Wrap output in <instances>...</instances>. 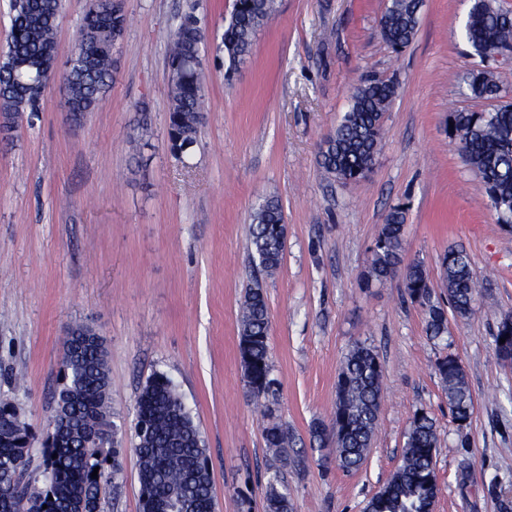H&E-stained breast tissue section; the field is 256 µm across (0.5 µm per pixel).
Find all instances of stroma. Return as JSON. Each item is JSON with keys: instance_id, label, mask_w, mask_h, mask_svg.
Instances as JSON below:
<instances>
[{"instance_id": "1", "label": "stroma", "mask_w": 512, "mask_h": 512, "mask_svg": "<svg viewBox=\"0 0 512 512\" xmlns=\"http://www.w3.org/2000/svg\"><path fill=\"white\" fill-rule=\"evenodd\" d=\"M232 3L123 0L126 34L103 107L72 127L56 80L39 110L0 138V394L43 439L66 329L98 332L122 426L103 447L120 472L101 512H141L134 405L156 373L176 384L200 429L216 512H263L272 475L292 512H363L420 411L440 439L435 512H512V364L494 341L512 315V232L497 225L448 128L452 112L491 108L467 74L489 68L512 95V63L471 56L460 31L472 0H422L417 35L399 53L380 35L387 0H279L228 76L213 59ZM189 11L206 30L209 65L201 137L181 160L166 137L167 55ZM371 74L397 85L374 168L359 182L324 180L320 147ZM144 123L153 134L132 152ZM270 197L283 206L287 237L279 268L262 278L274 391L258 400L238 357L240 299L255 270L251 215ZM396 207L406 217L401 264L422 263L433 287L448 250L471 257L477 305L469 317L449 315L442 339H429L402 274L363 282ZM358 343L378 353L383 393L372 447L348 473L313 450L311 427L329 424L339 369ZM448 354L473 395L463 427L434 369ZM275 423L292 447L266 446Z\"/></svg>"}]
</instances>
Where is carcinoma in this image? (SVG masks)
Listing matches in <instances>:
<instances>
[{"label":"carcinoma","mask_w":512,"mask_h":512,"mask_svg":"<svg viewBox=\"0 0 512 512\" xmlns=\"http://www.w3.org/2000/svg\"><path fill=\"white\" fill-rule=\"evenodd\" d=\"M62 0H11V26L6 51L0 57V114L18 116L38 111L43 86L34 77L57 72L56 34ZM420 0H389L380 21L381 35L394 50L406 48L419 24ZM277 10V0H234L224 18L221 45L226 72L234 71L251 53L258 29ZM126 15L116 0H91L79 39L67 59L70 81L67 95L74 119L81 123L104 103L115 73L114 47L124 38ZM474 51L487 45L512 46V12L491 0H474L463 30ZM205 29L191 13L181 17L171 36L169 52V109L166 123L170 151L185 156L199 141L204 124ZM468 86L476 97L501 95L490 72L470 74ZM396 94L390 80L361 81L351 105L334 132L320 147L324 175L342 182L358 181L370 172L383 138V118ZM452 133L458 137L465 160L485 185L496 223L512 229V103L493 112L451 114ZM405 214L395 208L378 232L373 257L364 273L366 284L391 277L401 260ZM257 268L269 275L281 264L286 224L279 202L260 204L249 227ZM442 288L454 313L466 318L474 311L476 289L471 260L463 249L446 252L441 261ZM404 288L411 301L425 308L426 332L438 339L447 330L446 311L420 264L405 273ZM269 317L266 292L256 279L245 288L240 304L238 354L251 393L268 394L273 385L269 363ZM500 359L512 361V323L504 317L495 339ZM105 349L93 330L76 324L63 342L59 391V423L63 431L41 450L44 487L32 493L24 483L31 462L29 433L12 416H0V475L10 471L13 485H0V512H24L26 506H46L57 512L64 503L75 512H100L101 490L108 474L98 448L87 447L92 436L109 426L106 398L109 376ZM435 369L448 395L455 421L468 423L473 397L460 361L440 358ZM383 365L376 351L355 345L345 357L336 382V404L330 425L311 430L318 450L332 447L336 466L346 472L363 464L375 436L382 400ZM136 442L139 462L141 512H170L174 492L182 490L191 512H215L211 471L199 428L177 386L163 374L148 378L135 402ZM269 448H287L292 437L273 424L264 430ZM438 445L435 421L425 412L414 415L400 463L386 485L373 495L364 512H433L439 495L434 468ZM98 471V478L91 477ZM264 512H291L288 489L278 476L268 478Z\"/></svg>","instance_id":"1"}]
</instances>
